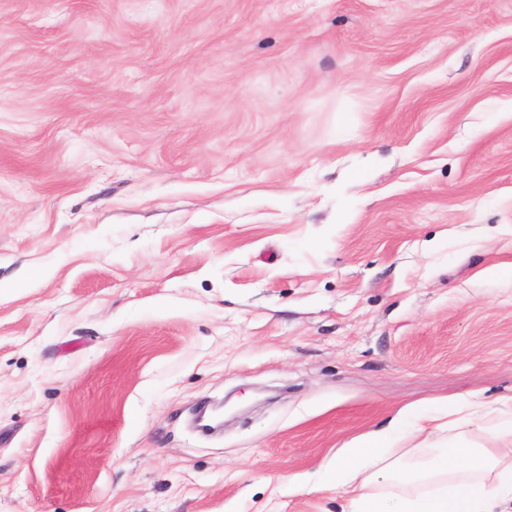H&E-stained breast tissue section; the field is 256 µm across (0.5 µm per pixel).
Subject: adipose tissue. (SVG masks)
Instances as JSON below:
<instances>
[{"mask_svg": "<svg viewBox=\"0 0 512 512\" xmlns=\"http://www.w3.org/2000/svg\"><path fill=\"white\" fill-rule=\"evenodd\" d=\"M433 418L421 407L344 448L323 485L347 487L349 512H512V420L487 426L492 447L451 439L419 465L400 467L393 447L427 431Z\"/></svg>", "mask_w": 512, "mask_h": 512, "instance_id": "1", "label": "adipose tissue"}]
</instances>
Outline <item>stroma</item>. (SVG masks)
I'll list each match as a JSON object with an SVG mask.
<instances>
[{
  "mask_svg": "<svg viewBox=\"0 0 512 512\" xmlns=\"http://www.w3.org/2000/svg\"><path fill=\"white\" fill-rule=\"evenodd\" d=\"M502 263L512 0H0V512H343L512 416Z\"/></svg>",
  "mask_w": 512,
  "mask_h": 512,
  "instance_id": "35a3bbf8",
  "label": "stroma"
}]
</instances>
